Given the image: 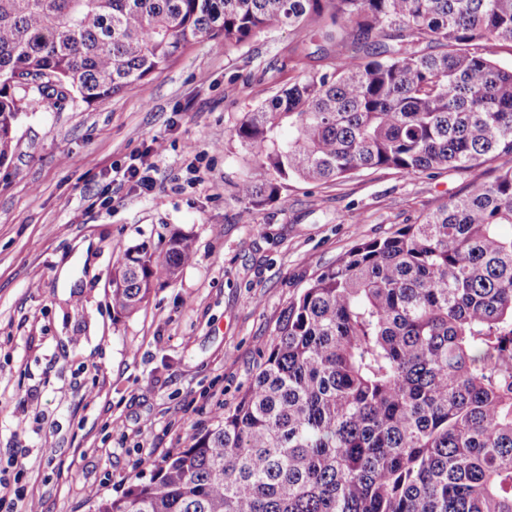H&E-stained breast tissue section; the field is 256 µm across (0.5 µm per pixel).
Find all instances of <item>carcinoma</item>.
<instances>
[{
    "mask_svg": "<svg viewBox=\"0 0 512 512\" xmlns=\"http://www.w3.org/2000/svg\"><path fill=\"white\" fill-rule=\"evenodd\" d=\"M334 47L245 113L257 178L241 214L293 179L470 170L512 155V0H0V162L38 93L103 103L187 45L239 50L273 28ZM290 133L280 135L283 126ZM512 168L340 255L288 304L234 408L94 512H512ZM128 248L130 315L193 259Z\"/></svg>",
    "mask_w": 512,
    "mask_h": 512,
    "instance_id": "1",
    "label": "carcinoma"
}]
</instances>
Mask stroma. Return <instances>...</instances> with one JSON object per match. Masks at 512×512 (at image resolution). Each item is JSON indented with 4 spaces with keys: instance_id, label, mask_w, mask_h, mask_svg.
I'll return each mask as SVG.
<instances>
[{
    "instance_id": "35a3bbf8",
    "label": "stroma",
    "mask_w": 512,
    "mask_h": 512,
    "mask_svg": "<svg viewBox=\"0 0 512 512\" xmlns=\"http://www.w3.org/2000/svg\"><path fill=\"white\" fill-rule=\"evenodd\" d=\"M302 37L271 29L230 53L194 44L104 103L71 95L20 117L0 164V512L21 499L94 512L92 494L149 479L236 404L317 273L468 189L471 171L364 170L289 181L242 218L236 189L256 169L234 129L296 76ZM156 137L167 150L153 192L116 180ZM177 231L193 239L192 262L115 315L120 252L162 251Z\"/></svg>"
}]
</instances>
